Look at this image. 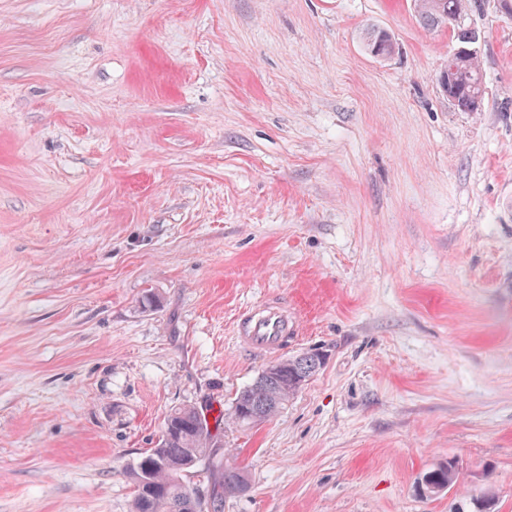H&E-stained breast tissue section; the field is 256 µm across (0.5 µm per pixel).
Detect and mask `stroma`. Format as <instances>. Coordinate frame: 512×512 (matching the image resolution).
I'll return each instance as SVG.
<instances>
[{"label": "stroma", "instance_id": "1", "mask_svg": "<svg viewBox=\"0 0 512 512\" xmlns=\"http://www.w3.org/2000/svg\"><path fill=\"white\" fill-rule=\"evenodd\" d=\"M469 22L478 112L412 0H0V512H128L183 405L224 512H512V15ZM272 295L326 360L246 428ZM365 51L374 58L389 59L395 51L392 35L385 29L371 26L363 37ZM474 50L459 47L451 58H463ZM440 83L448 98L461 112H478L474 108L475 99L483 98L482 72L476 52L469 54L461 63L448 65V70L440 77ZM297 325L288 305L278 298L263 300L246 310L237 322V344L245 353L262 357L282 348ZM458 478V466L452 459L448 462L438 465L437 467L425 472L418 480V491L420 494L422 490H427L430 484H442L447 488L453 486ZM425 496V495H424Z\"/></svg>", "mask_w": 512, "mask_h": 512}]
</instances>
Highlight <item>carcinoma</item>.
<instances>
[{"label":"carcinoma","instance_id":"obj_1","mask_svg":"<svg viewBox=\"0 0 512 512\" xmlns=\"http://www.w3.org/2000/svg\"><path fill=\"white\" fill-rule=\"evenodd\" d=\"M480 0H414L421 24L427 29L461 27ZM365 51L374 58L389 59L395 51L392 35L372 26L363 37ZM440 83L458 110L473 112L474 101L483 98L482 72L477 54L468 55L440 77ZM277 375H259L235 397L230 418L240 426L268 419L283 409L298 391L297 380L315 374V361L302 354L282 361ZM223 447L212 434L204 415L194 405L177 407L167 415L158 444L140 455L128 472L133 486L130 512H199V499H205L208 512H223L224 499L248 483L238 466L225 464L218 449ZM201 472L208 478L206 493L189 476ZM458 478L452 459L425 472L418 489L442 484L449 488Z\"/></svg>","mask_w":512,"mask_h":512}]
</instances>
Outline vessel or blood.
<instances>
[{"mask_svg":"<svg viewBox=\"0 0 512 512\" xmlns=\"http://www.w3.org/2000/svg\"><path fill=\"white\" fill-rule=\"evenodd\" d=\"M296 333V321L287 304L269 298L253 305L239 317L236 339L242 351L262 357L281 349L287 338Z\"/></svg>","mask_w":512,"mask_h":512,"instance_id":"vessel-or-blood-1","label":"vessel or blood"}]
</instances>
